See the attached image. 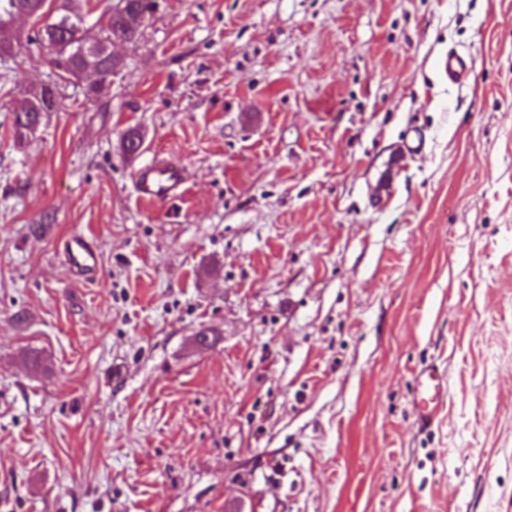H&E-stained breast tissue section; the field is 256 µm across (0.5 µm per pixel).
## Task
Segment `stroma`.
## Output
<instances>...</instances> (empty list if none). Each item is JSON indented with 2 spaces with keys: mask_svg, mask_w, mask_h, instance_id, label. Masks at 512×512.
<instances>
[{
  "mask_svg": "<svg viewBox=\"0 0 512 512\" xmlns=\"http://www.w3.org/2000/svg\"><path fill=\"white\" fill-rule=\"evenodd\" d=\"M114 51L29 138L46 48L0 92V512H512V0H163ZM441 68L447 74L448 81L459 84L467 79L472 69V61L463 54L448 52L441 62ZM182 184V171L172 163H157L141 169L136 177V191L150 202L173 196ZM63 252L69 263L77 268L81 275L89 274L97 267V246L84 235L75 234L68 237L63 243ZM447 396V377L438 365L429 364L415 372L412 404L416 423L421 429L432 427Z\"/></svg>",
  "mask_w": 512,
  "mask_h": 512,
  "instance_id": "stroma-1",
  "label": "stroma"
}]
</instances>
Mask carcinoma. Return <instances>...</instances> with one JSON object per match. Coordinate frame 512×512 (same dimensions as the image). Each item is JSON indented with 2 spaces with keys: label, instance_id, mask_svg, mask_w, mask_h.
<instances>
[{
  "label": "carcinoma",
  "instance_id": "carcinoma-1",
  "mask_svg": "<svg viewBox=\"0 0 512 512\" xmlns=\"http://www.w3.org/2000/svg\"><path fill=\"white\" fill-rule=\"evenodd\" d=\"M31 0H0V67L7 70L8 58L13 48L12 39L8 31L9 18L19 13ZM38 11L31 15L37 28L30 41L48 46L52 51V62L60 69L67 67L70 70H79L91 64L105 79L117 76L123 62L110 54L98 55L92 59L81 53V44L84 40L82 29L74 26L67 27L65 22L71 16L86 17L84 8L90 6V0H64V3L54 7L50 0H38ZM127 15L112 12V2L108 0L103 7L101 17L106 19L102 27L101 40L109 42L112 34L121 32L129 41L142 33V27L154 16L156 4L154 0H124ZM67 82L65 76L55 73V79L42 84L27 92L25 100L30 106L25 112H13V137L21 140L35 132L42 119L48 112H58L63 106V96L60 87Z\"/></svg>",
  "mask_w": 512,
  "mask_h": 512
}]
</instances>
